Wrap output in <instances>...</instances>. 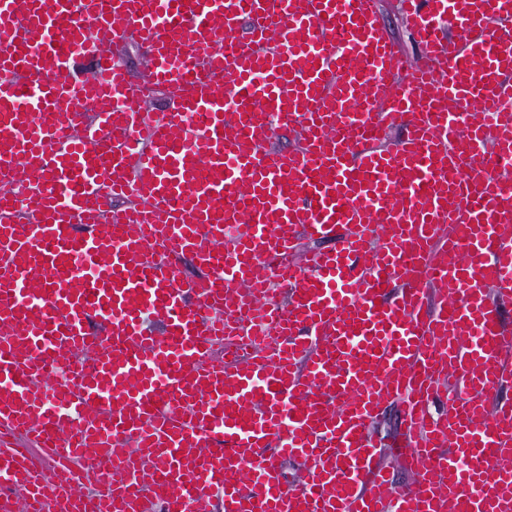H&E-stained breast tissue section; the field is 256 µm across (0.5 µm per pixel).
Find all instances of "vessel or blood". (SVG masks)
I'll list each match as a JSON object with an SVG mask.
<instances>
[{"label": "vessel or blood", "instance_id": "obj_1", "mask_svg": "<svg viewBox=\"0 0 512 512\" xmlns=\"http://www.w3.org/2000/svg\"><path fill=\"white\" fill-rule=\"evenodd\" d=\"M402 8L0 0V512H512V0ZM377 1L386 35L395 40L410 59H415L419 55V46L411 34V30L406 27L400 0ZM120 54L134 77H140L145 73L147 67L145 55L133 41L129 40L125 43L120 49ZM401 408L397 405L388 406L374 424L373 430L378 438L386 441L397 433Z\"/></svg>", "mask_w": 512, "mask_h": 512}]
</instances>
